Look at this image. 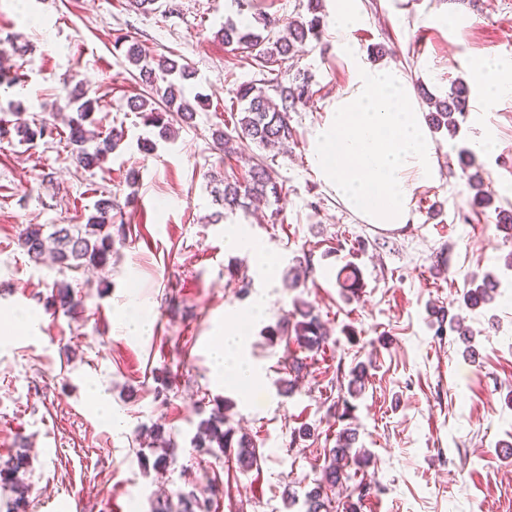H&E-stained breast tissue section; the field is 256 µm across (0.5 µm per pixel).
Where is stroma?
I'll list each match as a JSON object with an SVG mask.
<instances>
[{
    "instance_id": "stroma-1",
    "label": "stroma",
    "mask_w": 512,
    "mask_h": 512,
    "mask_svg": "<svg viewBox=\"0 0 512 512\" xmlns=\"http://www.w3.org/2000/svg\"><path fill=\"white\" fill-rule=\"evenodd\" d=\"M449 11L454 23L441 25ZM232 14L229 0H164L148 14L129 0H0V50L24 75L0 87V117L51 116L64 87L79 84L101 102L99 132H125L91 172L72 159L62 123L48 142L0 143V461L27 454L29 512H152L180 489L211 498V512H289V496L304 498L338 433L353 425L373 455L358 473L369 489L359 512H512V457L501 454L512 443V239L495 220L496 208L512 210V96L488 104L472 94L459 136L433 133L438 182L415 192L414 224L379 233L311 169L313 130L350 77L323 9L320 41L279 66L285 76H309L313 90L291 115L287 152L268 153L280 202L247 221L211 224L216 180L244 178L257 152L247 143L227 156L212 139L231 121L235 89L255 75L243 53L214 37ZM361 15L350 34L361 57L396 64L437 96L469 80L477 59L512 58V0H361ZM121 35L151 56H181L209 98L191 124H177L175 139L157 140L148 154L138 147L148 131L127 107L143 89L114 49ZM485 125L502 144L477 156L494 199L487 209L472 206L457 159ZM105 191L138 199L121 212L126 241L105 270L62 271L20 247L22 225L83 223ZM232 233L259 251L227 247ZM299 257L313 271L294 289L285 274ZM264 261L274 266L269 282L255 275ZM234 262L253 278L248 296L226 274ZM348 265L362 282L350 299L337 280ZM474 272L498 276L502 294L470 310L460 298ZM61 280L82 297L74 314L47 304ZM299 295L330 336L286 395L278 381L299 349L269 341L266 331L289 318ZM433 305L464 317L474 360L463 358L455 334L436 335ZM134 307L149 315L151 335L126 334L120 318ZM252 311L257 319L242 331L261 378L246 388L221 385L211 340ZM21 313L38 317L37 333L17 326ZM360 361L368 364L366 390L342 403L339 384ZM95 389L120 426L104 418ZM224 405L259 450L251 470L193 444L201 413ZM155 423L175 443L174 461L160 471L139 459L140 431ZM302 426L309 436L292 440Z\"/></svg>"
}]
</instances>
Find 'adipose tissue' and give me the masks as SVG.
<instances>
[{"mask_svg":"<svg viewBox=\"0 0 512 512\" xmlns=\"http://www.w3.org/2000/svg\"><path fill=\"white\" fill-rule=\"evenodd\" d=\"M346 52L351 81L314 131L313 171L365 223L402 228L414 220L416 189L439 179L437 150L403 72L364 61L354 46ZM471 76L486 100L512 95V59L482 57ZM209 353L214 379L236 385L261 376L239 331L220 332Z\"/></svg>","mask_w":512,"mask_h":512,"instance_id":"1","label":"adipose tissue"}]
</instances>
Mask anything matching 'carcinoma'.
I'll use <instances>...</instances> for the list:
<instances>
[{"instance_id": "obj_1", "label": "carcinoma", "mask_w": 512, "mask_h": 512, "mask_svg": "<svg viewBox=\"0 0 512 512\" xmlns=\"http://www.w3.org/2000/svg\"><path fill=\"white\" fill-rule=\"evenodd\" d=\"M240 18L226 19L215 32V37L226 45H235L247 53L257 69L258 78L238 86L235 92L237 103L241 106L240 118L234 124L233 132L223 129L212 132L213 140L221 145L224 153L238 151L239 144L250 141L261 149L273 148L287 144L293 139L294 129L290 124L289 114L307 103L313 96L309 78L297 77L292 81H283L274 64L288 59L298 52V47L310 39H316L321 33L322 0H308V10L312 18L308 21L293 20L288 23L287 34L278 31L279 21L268 14H256L251 21H243L241 15L251 8V0H234ZM117 45H127L125 57L136 67L135 79L146 89V94L128 102L134 112L145 113V123L158 130L164 139L172 136L170 118L177 116L186 124L193 121L195 105L206 101V96L197 93L193 98L185 94L186 85L195 78V71L186 62L163 57L156 59L147 55L136 43L118 38ZM420 94L428 101L433 111L426 115L430 128L445 129L450 137L460 133L459 119L468 112L470 86L464 81L451 84L449 92L437 97L425 88ZM57 110L67 112L66 140L71 156L86 171L100 168L106 158L122 141L120 132L104 137L95 146H90L95 134L92 127L96 125L95 113L101 110L100 100L88 96L84 91L79 94L68 92L59 96ZM55 127L46 118H34L30 121L14 123L0 118V141L12 142V137L19 141L34 144L39 140L54 135ZM462 172L468 185L475 190L472 202L488 206L492 197L484 190V179L480 169L475 167L476 152L463 147L458 153ZM282 186L271 176L264 158L253 157L249 160V169L244 179L226 177L221 186L214 190V201L220 209L213 212L210 223L218 224L228 215L242 212L249 216V203L255 201L279 200ZM117 204L112 198H101L94 204L83 224H55L53 232L45 234L43 225L28 224L20 234V244L26 254L36 260L50 256L53 263L61 268L103 267L110 257L115 242L125 240L123 225L112 222V211ZM500 282L490 273L474 275L467 281V289L462 300L467 307H477L492 303L500 294ZM48 304L65 314L74 312L80 305L72 286L65 281H58L48 297ZM292 313L295 322L284 321L268 330L271 337L292 336L297 347L313 353L321 350L326 343L329 331L313 309L309 301L297 297L293 302ZM458 333L465 340L472 339L470 330L464 325V319L458 315L447 317L441 314L437 319V334L444 335L446 330ZM366 368L358 363L350 371L347 390L350 395H359L365 389ZM146 436L151 443L163 444L159 448L153 467H166L167 459L174 448V443L165 438L161 426L154 425L146 429ZM357 441L356 429L346 427L339 432L336 446L329 449L328 460L314 479V487L306 494L303 502L304 512H333L344 509L345 512H358L357 504L346 500L341 505H333L328 491L336 488L348 489L355 481L358 470L370 462L371 454L365 448L354 449ZM197 448H217L234 458L238 468L247 470L257 461L258 449L255 444L233 426L228 416L221 409L211 411L208 418L200 421L198 431L193 438ZM26 465V455L19 453L0 462V483L9 487L15 497L7 504V512H26L29 506V486L19 480L17 474ZM179 512H209L208 500L200 499L192 491L177 493Z\"/></svg>"}]
</instances>
